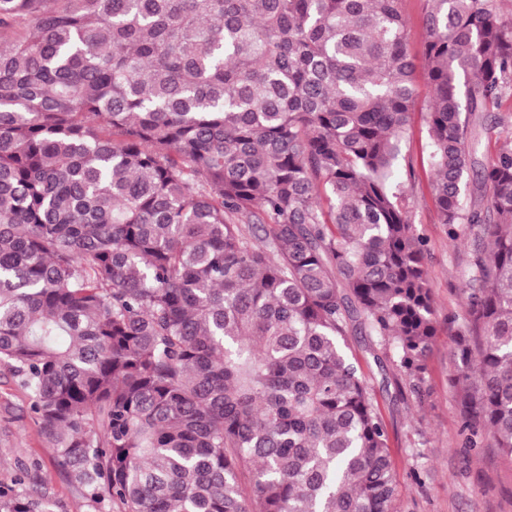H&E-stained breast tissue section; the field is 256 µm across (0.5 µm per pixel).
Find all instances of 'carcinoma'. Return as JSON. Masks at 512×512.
I'll use <instances>...</instances> for the list:
<instances>
[{
    "instance_id": "1",
    "label": "carcinoma",
    "mask_w": 512,
    "mask_h": 512,
    "mask_svg": "<svg viewBox=\"0 0 512 512\" xmlns=\"http://www.w3.org/2000/svg\"><path fill=\"white\" fill-rule=\"evenodd\" d=\"M423 11L438 220L471 238L451 385L512 465V11ZM416 70L401 0H0V364L95 512H394L346 348L421 395Z\"/></svg>"
}]
</instances>
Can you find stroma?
Listing matches in <instances>:
<instances>
[{"label": "stroma", "mask_w": 512, "mask_h": 512, "mask_svg": "<svg viewBox=\"0 0 512 512\" xmlns=\"http://www.w3.org/2000/svg\"><path fill=\"white\" fill-rule=\"evenodd\" d=\"M416 108L402 153L412 163L414 190L407 199L412 224L426 249L438 336L426 360L422 397H414L392 365L393 350L375 336H353L349 355L359 364L384 421L399 480L397 512H512V466L494 439L465 451L460 409L449 379V319L465 315L469 237L450 240L439 224L431 191L426 113L432 91L418 77ZM55 450L29 413V398L0 365V486L16 485L50 501L54 512H92L80 486L56 466Z\"/></svg>", "instance_id": "obj_1"}]
</instances>
